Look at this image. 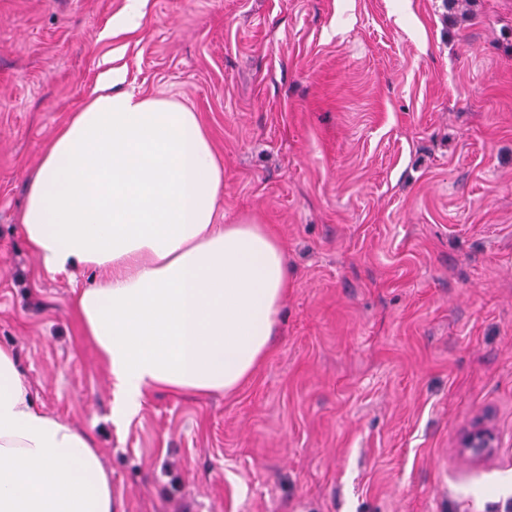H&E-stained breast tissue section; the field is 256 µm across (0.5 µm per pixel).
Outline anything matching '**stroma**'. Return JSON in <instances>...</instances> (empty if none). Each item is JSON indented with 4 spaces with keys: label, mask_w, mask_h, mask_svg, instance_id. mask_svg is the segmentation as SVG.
<instances>
[{
    "label": "stroma",
    "mask_w": 512,
    "mask_h": 512,
    "mask_svg": "<svg viewBox=\"0 0 512 512\" xmlns=\"http://www.w3.org/2000/svg\"><path fill=\"white\" fill-rule=\"evenodd\" d=\"M0 0V347L90 434L122 512H512V0ZM123 69L197 112L222 221L275 227L291 280L235 394L127 422L74 286L20 224L55 131ZM491 413L499 446L458 448Z\"/></svg>",
    "instance_id": "obj_1"
}]
</instances>
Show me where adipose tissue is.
Here are the masks:
<instances>
[{"mask_svg": "<svg viewBox=\"0 0 512 512\" xmlns=\"http://www.w3.org/2000/svg\"><path fill=\"white\" fill-rule=\"evenodd\" d=\"M108 73L27 176L22 230L46 271L103 272L72 308L133 418L145 395H227L268 355L288 296L273 227L217 221L224 164L198 116ZM0 512H117L93 438L41 409L0 348Z\"/></svg>", "mask_w": 512, "mask_h": 512, "instance_id": "ef3b65f1", "label": "adipose tissue"}]
</instances>
